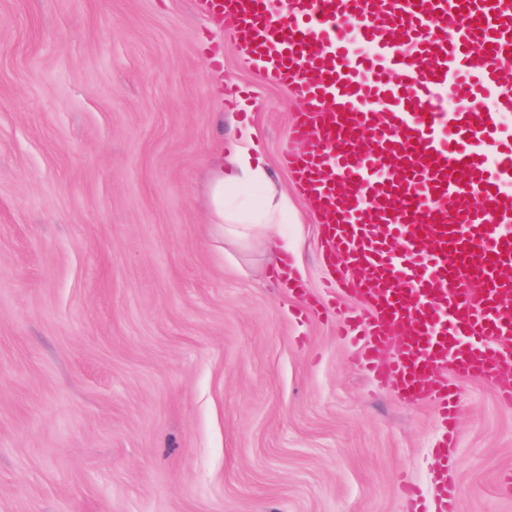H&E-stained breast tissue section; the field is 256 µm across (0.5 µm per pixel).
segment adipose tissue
Here are the masks:
<instances>
[{"instance_id":"obj_1","label":"adipose tissue","mask_w":512,"mask_h":512,"mask_svg":"<svg viewBox=\"0 0 512 512\" xmlns=\"http://www.w3.org/2000/svg\"><path fill=\"white\" fill-rule=\"evenodd\" d=\"M211 223L222 225L227 235L246 236L250 224L247 220L224 211V194L229 190L259 189L256 200L263 214V231L274 234L275 247L280 254H298L299 241L288 232V214L291 203L287 196H269L270 182L265 167L255 160L250 139H242L230 157L216 156L209 168Z\"/></svg>"}]
</instances>
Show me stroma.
<instances>
[{"instance_id": "35a3bbf8", "label": "stroma", "mask_w": 512, "mask_h": 512, "mask_svg": "<svg viewBox=\"0 0 512 512\" xmlns=\"http://www.w3.org/2000/svg\"><path fill=\"white\" fill-rule=\"evenodd\" d=\"M303 104L204 0H0V512H412L431 400L342 338L319 218L279 147ZM250 132L302 244L209 221L216 149ZM457 393V512H512V407Z\"/></svg>"}]
</instances>
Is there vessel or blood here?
Wrapping results in <instances>:
<instances>
[{
    "label": "vessel or blood",
    "mask_w": 512,
    "mask_h": 512,
    "mask_svg": "<svg viewBox=\"0 0 512 512\" xmlns=\"http://www.w3.org/2000/svg\"><path fill=\"white\" fill-rule=\"evenodd\" d=\"M206 4L264 81L303 102L280 155L320 215L337 287L368 305L342 328L365 370L431 399L445 424L444 371L512 406V0Z\"/></svg>",
    "instance_id": "vessel-or-blood-1"
}]
</instances>
